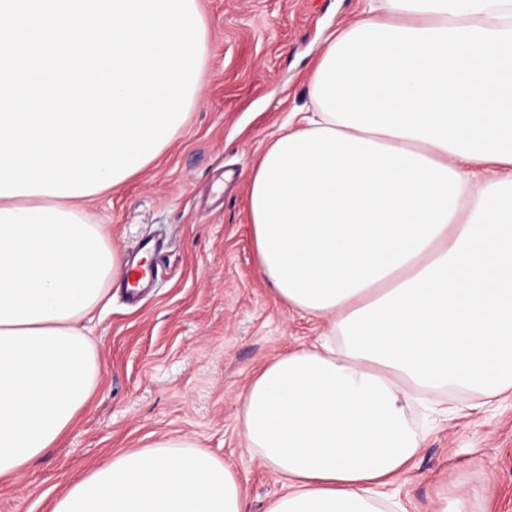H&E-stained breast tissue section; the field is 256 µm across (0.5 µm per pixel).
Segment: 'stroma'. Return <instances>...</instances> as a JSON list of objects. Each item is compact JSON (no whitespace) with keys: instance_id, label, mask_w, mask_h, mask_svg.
Here are the masks:
<instances>
[{"instance_id":"35a3bbf8","label":"stroma","mask_w":512,"mask_h":512,"mask_svg":"<svg viewBox=\"0 0 512 512\" xmlns=\"http://www.w3.org/2000/svg\"><path fill=\"white\" fill-rule=\"evenodd\" d=\"M208 29L202 93L170 147L122 189L91 202L93 222L129 254L164 243L165 273L139 306L111 290L87 325L100 373L69 431L14 477L0 479V512H50L54 499L112 455L175 438L224 460L250 512L282 491L240 431V396L254 373L297 347L317 346L326 320L288 310L257 272L248 178L307 84L324 38L354 22L360 0H198ZM452 395L434 414L412 404L424 441L385 490L400 512H436L437 494L474 512H512V398L472 409Z\"/></svg>"}]
</instances>
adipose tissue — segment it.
<instances>
[{
  "label": "adipose tissue",
  "mask_w": 512,
  "mask_h": 512,
  "mask_svg": "<svg viewBox=\"0 0 512 512\" xmlns=\"http://www.w3.org/2000/svg\"><path fill=\"white\" fill-rule=\"evenodd\" d=\"M82 196L0 197V478L94 394L84 324L126 263ZM257 269L328 340L261 367L240 429L285 491L266 512H384L412 400L512 394V0H366L324 41L309 106L253 168ZM51 512H247L237 473L166 439Z\"/></svg>",
  "instance_id": "1"
}]
</instances>
